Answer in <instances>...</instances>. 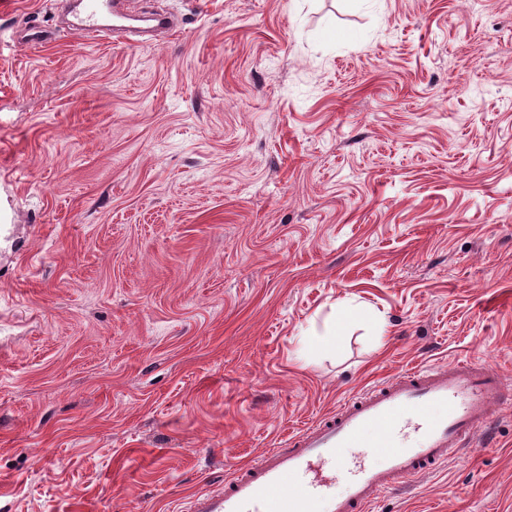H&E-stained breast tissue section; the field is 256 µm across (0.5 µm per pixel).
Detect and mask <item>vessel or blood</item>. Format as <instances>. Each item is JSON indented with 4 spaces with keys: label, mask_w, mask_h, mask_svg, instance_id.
<instances>
[{
    "label": "vessel or blood",
    "mask_w": 512,
    "mask_h": 512,
    "mask_svg": "<svg viewBox=\"0 0 512 512\" xmlns=\"http://www.w3.org/2000/svg\"><path fill=\"white\" fill-rule=\"evenodd\" d=\"M83 3L73 35L95 40L119 28L115 0ZM504 392L502 373L477 362L408 370L295 435L290 447L240 467L221 490L193 497L186 512H368L384 490L413 482L474 440L491 441ZM346 448L360 451L348 465ZM341 466L348 487L336 497Z\"/></svg>",
    "instance_id": "1"
}]
</instances>
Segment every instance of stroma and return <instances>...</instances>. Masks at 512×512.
<instances>
[{"instance_id": "stroma-1", "label": "stroma", "mask_w": 512, "mask_h": 512, "mask_svg": "<svg viewBox=\"0 0 512 512\" xmlns=\"http://www.w3.org/2000/svg\"><path fill=\"white\" fill-rule=\"evenodd\" d=\"M128 6L175 31L0 0V512H183L409 369L512 382V0ZM493 419L370 512H512ZM84 10L70 33L84 40H96L108 35L114 37L120 21L126 17L117 10L118 2L112 0H83Z\"/></svg>"}]
</instances>
